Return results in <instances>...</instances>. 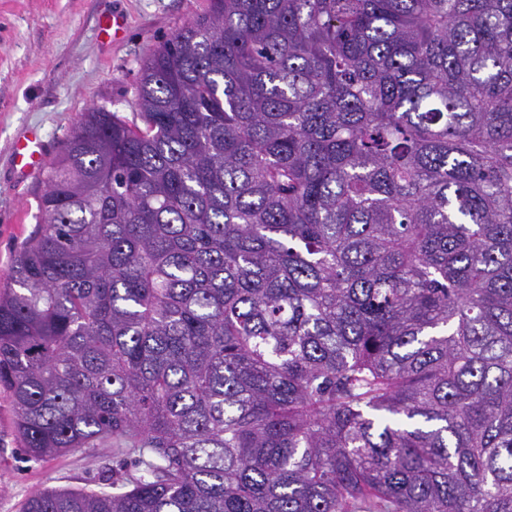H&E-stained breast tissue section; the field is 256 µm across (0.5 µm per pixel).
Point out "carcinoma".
<instances>
[{
  "instance_id": "cac0c4a2",
  "label": "carcinoma",
  "mask_w": 512,
  "mask_h": 512,
  "mask_svg": "<svg viewBox=\"0 0 512 512\" xmlns=\"http://www.w3.org/2000/svg\"><path fill=\"white\" fill-rule=\"evenodd\" d=\"M44 173L0 290L23 512H512V0H210ZM14 409L0 388V512H21L26 499L44 487H89L103 475L132 478L139 472L130 464L120 467L112 449L81 448L45 460L28 459L16 441Z\"/></svg>"
}]
</instances>
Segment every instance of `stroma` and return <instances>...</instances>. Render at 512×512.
Instances as JSON below:
<instances>
[{"label": "stroma", "mask_w": 512, "mask_h": 512, "mask_svg": "<svg viewBox=\"0 0 512 512\" xmlns=\"http://www.w3.org/2000/svg\"><path fill=\"white\" fill-rule=\"evenodd\" d=\"M209 0H0V287L17 247L38 221L40 174L18 176L13 145L38 130L48 157L84 112L103 107L137 120L134 87L143 62ZM126 18L122 40L99 33L107 15ZM14 409L0 390V512H21L44 487H95L102 476L135 477L108 448H81L34 460L15 437Z\"/></svg>", "instance_id": "35a3bbf8"}]
</instances>
